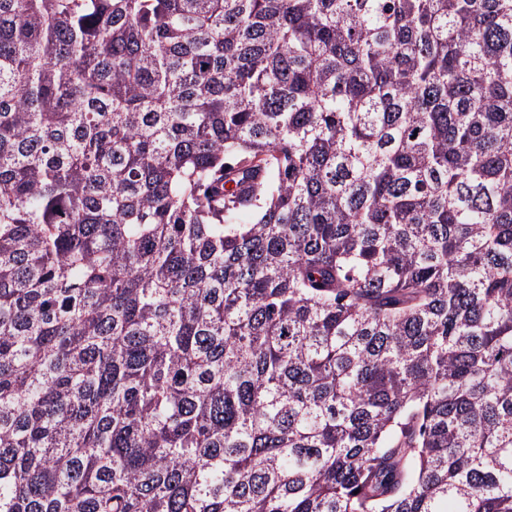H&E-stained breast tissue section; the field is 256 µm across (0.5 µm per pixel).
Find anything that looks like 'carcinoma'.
Instances as JSON below:
<instances>
[{
    "label": "carcinoma",
    "mask_w": 512,
    "mask_h": 512,
    "mask_svg": "<svg viewBox=\"0 0 512 512\" xmlns=\"http://www.w3.org/2000/svg\"><path fill=\"white\" fill-rule=\"evenodd\" d=\"M0 512H512V0H0Z\"/></svg>",
    "instance_id": "obj_1"
}]
</instances>
